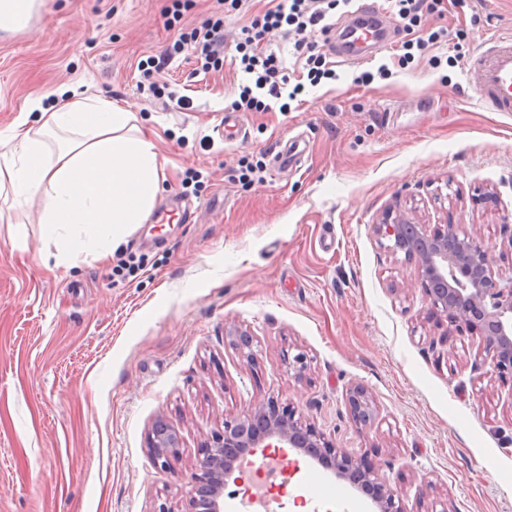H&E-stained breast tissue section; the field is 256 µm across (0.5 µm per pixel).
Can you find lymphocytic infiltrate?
Instances as JSON below:
<instances>
[{
  "mask_svg": "<svg viewBox=\"0 0 512 512\" xmlns=\"http://www.w3.org/2000/svg\"><path fill=\"white\" fill-rule=\"evenodd\" d=\"M351 0H271L270 8L254 14L241 29L237 44L242 71L251 81L242 85L239 97L230 108L234 111L266 112L271 100H278L282 110H289L290 103L301 95L306 85H318L322 80L335 78L336 72L329 65L317 38L331 29L329 14L339 5ZM440 0H388L390 12L399 17L403 32L409 33L405 41L402 64L411 63L416 52H422L448 37L446 28H423L424 15L437 11ZM293 36L294 53L303 60L307 70L306 83L289 84L288 76L276 54L269 52L266 42L276 32ZM193 47L198 70L210 73L224 66V17L214 14L199 26L181 33L157 56L139 61L141 79H150L153 72L168 65L185 47Z\"/></svg>",
  "mask_w": 512,
  "mask_h": 512,
  "instance_id": "lymphocytic-infiltrate-1",
  "label": "lymphocytic infiltrate"
}]
</instances>
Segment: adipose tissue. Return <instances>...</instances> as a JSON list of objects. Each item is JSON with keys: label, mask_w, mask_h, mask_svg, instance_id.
Segmentation results:
<instances>
[{"label": "adipose tissue", "mask_w": 512, "mask_h": 512, "mask_svg": "<svg viewBox=\"0 0 512 512\" xmlns=\"http://www.w3.org/2000/svg\"><path fill=\"white\" fill-rule=\"evenodd\" d=\"M34 110L40 113L35 121ZM51 137L59 141L52 159L47 156ZM164 179L156 146L135 113L76 91L50 111L32 99L10 137L0 140V189L39 199L47 235L64 225L81 227L84 238L68 241V248L94 246L101 258L131 225L146 221Z\"/></svg>", "instance_id": "ef3b65f1"}]
</instances>
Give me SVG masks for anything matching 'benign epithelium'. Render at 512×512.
Returning <instances> with one entry per match:
<instances>
[{
  "label": "benign epithelium",
  "instance_id": "benign-epithelium-1",
  "mask_svg": "<svg viewBox=\"0 0 512 512\" xmlns=\"http://www.w3.org/2000/svg\"><path fill=\"white\" fill-rule=\"evenodd\" d=\"M372 232L390 254L402 253L416 267L426 318L438 326L447 322L453 327L440 334L439 342L448 343L453 332L460 337L466 332L479 335L486 373L512 385V276L496 279L492 275L496 243L462 224H414L400 213L372 225ZM255 342L249 329L234 323L224 326V348L253 370L259 367ZM285 368L295 382H309L305 351L300 349L285 359ZM346 402L359 429L375 424L378 406L365 386H350ZM179 445V432L157 420L150 436L153 459H167ZM259 447L296 448L308 456L316 453L330 463L338 479L372 490L377 512H407L402 489L386 483L380 464L338 447L297 407L274 396L224 418V426L206 435L202 453L186 475L192 494L185 512H224V482L233 476L241 457L254 454Z\"/></svg>",
  "mask_w": 512,
  "mask_h": 512
}]
</instances>
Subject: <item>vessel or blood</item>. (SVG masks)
<instances>
[{
	"mask_svg": "<svg viewBox=\"0 0 512 512\" xmlns=\"http://www.w3.org/2000/svg\"><path fill=\"white\" fill-rule=\"evenodd\" d=\"M389 11L385 0H366L346 20L345 38L330 36L327 50L334 58L345 61L356 56L368 58L370 51L388 42ZM478 80L472 87L474 98L494 112H512V35L491 38L487 49L473 54L467 64Z\"/></svg>",
	"mask_w": 512,
	"mask_h": 512,
	"instance_id": "vessel-or-blood-1",
	"label": "vessel or blood"
}]
</instances>
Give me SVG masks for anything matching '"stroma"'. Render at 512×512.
I'll return each mask as SVG.
<instances>
[{"instance_id": "obj_1", "label": "stroma", "mask_w": 512, "mask_h": 512, "mask_svg": "<svg viewBox=\"0 0 512 512\" xmlns=\"http://www.w3.org/2000/svg\"><path fill=\"white\" fill-rule=\"evenodd\" d=\"M40 0L33 31H0V138L31 92L56 90L130 106L154 134L166 178L154 209L193 204L185 221L133 225L107 260L64 255L44 236L40 203L7 194L0 210V512H181L206 433L266 395L297 404L339 447L378 451L407 508L512 512V394L474 367L478 337L438 344L412 284L417 270L372 234L390 210L421 224H463L498 239L512 216V115L474 101L467 57L493 30L512 31V0H443L424 26L447 27L430 55L399 66L406 33L337 79L306 88L290 111L246 112L219 134L246 76L236 36L269 0L225 11L224 67L194 74L191 52L139 85V60L217 10L216 0ZM479 23H472V16ZM464 39H457V32ZM388 64L367 86L360 73ZM189 97L176 111L171 95ZM301 167L270 168L286 141ZM261 163L245 186L233 170ZM258 338L250 371L224 349V326ZM306 350L310 380L282 366ZM362 384L379 417L350 421ZM179 430L168 466L148 436L156 418ZM274 512H334L346 488L303 455L281 474Z\"/></svg>"}]
</instances>
